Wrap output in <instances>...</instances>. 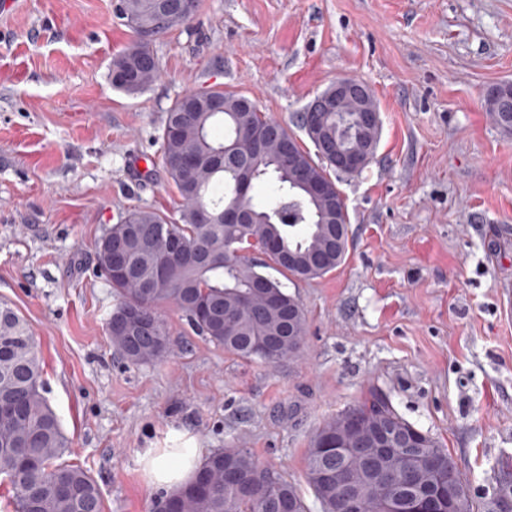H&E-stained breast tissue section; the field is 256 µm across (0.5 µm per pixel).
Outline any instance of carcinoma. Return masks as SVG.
<instances>
[{"label":"carcinoma","mask_w":512,"mask_h":512,"mask_svg":"<svg viewBox=\"0 0 512 512\" xmlns=\"http://www.w3.org/2000/svg\"><path fill=\"white\" fill-rule=\"evenodd\" d=\"M168 0H124L119 20L132 34L131 43L112 62V85L129 94L148 88L159 75L152 39L188 21L198 2L181 13ZM215 109L189 93L168 111L161 135L163 163L175 183L178 219L138 208L112 225V239L126 241L130 273L112 277L103 239L95 244L96 270L119 302L108 323L111 345L130 363L161 361L169 353L170 329L162 309L176 307L196 333L243 360L276 364L296 357L304 346L308 322L304 307L281 281L311 280L345 262V224L336 223L334 168L297 142L293 134L258 112L245 95L211 89ZM306 136L319 128L331 147L358 151L364 135L354 107L342 114L305 112L300 118ZM295 143V156L282 152L283 141ZM267 182L273 193L262 201L252 186ZM328 188L313 197L307 187ZM299 212L295 224L278 221L284 200ZM233 205L248 217L246 224L224 223V208ZM279 242L280 250L264 261L236 251L260 249ZM291 252L294 261L283 255ZM138 307L155 319L148 335L119 329L125 311ZM272 337L275 351L253 349L255 339ZM0 402L17 416H0V477L10 485L16 512H103L100 488L87 470L64 460L70 442L44 391L42 368L24 319L0 304ZM381 427L409 431L413 425L373 391L360 404L328 419L308 448L307 478L320 512H403L402 495L410 487L435 486L453 476L461 498L460 512H472L466 482L448 449L428 433L421 447L406 456L392 448L382 457L356 449L372 447ZM332 439L353 449L348 456L326 454ZM237 473L226 480L224 463ZM199 473L176 491L187 512H309L297 487L280 471L260 462L247 448L231 447L206 457Z\"/></svg>","instance_id":"cac0c4a2"}]
</instances>
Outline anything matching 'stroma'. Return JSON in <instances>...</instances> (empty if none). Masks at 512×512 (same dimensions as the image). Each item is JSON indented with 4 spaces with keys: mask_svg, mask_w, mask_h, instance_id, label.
<instances>
[{
    "mask_svg": "<svg viewBox=\"0 0 512 512\" xmlns=\"http://www.w3.org/2000/svg\"><path fill=\"white\" fill-rule=\"evenodd\" d=\"M113 0H0V301L25 319L46 396L104 512H153L147 453L237 445L305 498L312 435L378 389L448 448L473 512L512 480V132L486 107L512 83V0H199L153 44L158 79L113 88L130 43ZM370 89L381 131L340 174L351 245L335 271L291 282L302 354H225L181 313L171 356L132 364L110 344L117 304L94 244L133 209L173 213L160 135L186 92L247 96L299 119L336 80Z\"/></svg>",
    "mask_w": 512,
    "mask_h": 512,
    "instance_id": "35a3bbf8",
    "label": "stroma"
}]
</instances>
